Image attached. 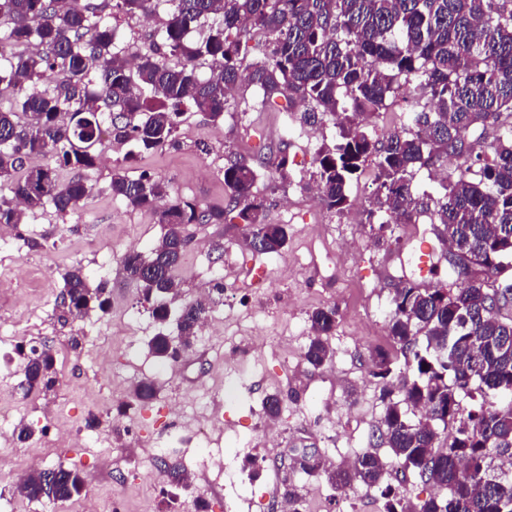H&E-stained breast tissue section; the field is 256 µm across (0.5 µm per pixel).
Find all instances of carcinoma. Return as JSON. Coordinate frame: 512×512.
<instances>
[{
    "label": "carcinoma",
    "instance_id": "1",
    "mask_svg": "<svg viewBox=\"0 0 512 512\" xmlns=\"http://www.w3.org/2000/svg\"><path fill=\"white\" fill-rule=\"evenodd\" d=\"M159 2L113 0L105 14L94 0H0V17L12 23L0 41V86L15 93L14 105L0 107V177L11 178L10 196L0 197V224L16 227L47 204L62 215L74 212L91 187L76 176L61 180L59 170L90 168L114 143L132 142L143 153L175 148L181 107L222 120L236 103L232 92L246 85L268 103L284 98L285 111L306 122L332 117L335 143L317 153L313 172L327 208L341 213L350 206L351 183L372 157L375 191L365 223L416 224L427 214L474 261L469 277L445 291L409 281L394 289L388 335L412 378L394 386L392 355H372V375L382 380L379 437L403 474L448 495L406 509L387 487L385 512H512V476L501 471L503 460L512 461V0H178L159 41L136 61L112 51V18L150 13ZM203 26L202 36L189 39ZM251 39L264 52L245 78L240 54ZM202 60L212 73H200ZM406 86L411 100L401 130L380 140L360 127L359 118L387 109ZM473 130L495 136L477 152L468 140ZM450 154L461 159L456 176L435 196L414 195L416 172ZM32 155L50 162L27 168ZM258 166L287 178L286 149L225 166L227 204L241 223L255 225L254 251L278 254L287 232L265 221L254 192ZM110 190L131 208L153 211L163 226L150 256L126 252L119 266L164 325L171 310L158 297L174 287L185 227L221 224L224 209L172 198L168 182L145 171L137 178L114 171ZM105 293L71 270L61 305L73 316L103 311ZM204 314L195 301L180 306L181 346L191 347ZM309 319L305 359L320 367L332 357L336 309L317 308ZM150 349L164 361L175 358L173 339L163 332ZM19 355L27 390L57 384L50 350ZM491 395L508 402L488 405ZM132 398L150 403L155 385L137 383ZM442 426L453 437L441 448ZM158 462L173 485L191 487L185 471ZM44 473L24 480L28 500L68 501L85 490L77 470ZM386 473L380 456L364 452L328 481L337 490L371 489Z\"/></svg>",
    "mask_w": 512,
    "mask_h": 512
}]
</instances>
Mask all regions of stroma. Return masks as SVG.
Instances as JSON below:
<instances>
[{"instance_id":"obj_1","label":"stroma","mask_w":512,"mask_h":512,"mask_svg":"<svg viewBox=\"0 0 512 512\" xmlns=\"http://www.w3.org/2000/svg\"><path fill=\"white\" fill-rule=\"evenodd\" d=\"M244 96L219 122L186 111L177 148L135 155L131 144L110 146L82 171L93 194L76 213L64 217L45 206L29 213L13 237L0 239V394L16 407L0 428L30 431L26 441L0 443V507L7 512H85L89 499L97 512H258L261 500L276 512L289 485L312 512H384L380 490L340 496L325 471H306L298 459H330L338 468L366 451L389 459L375 436L383 404L370 356L392 345L387 321L396 285H451L448 263L434 242L431 268L423 273L416 266L414 236L431 238V224H350L347 214L307 194L317 152L334 141L332 122L312 127L270 110L252 87ZM283 140L288 177L262 172L255 192L267 222L286 226L288 242L282 253L259 254L226 206L222 170ZM118 167L132 177L150 172L168 181L171 195L225 211L223 223L185 229L191 243L173 273L181 300L218 285L224 294L208 333L175 362L153 356L149 341L163 328L117 264L130 250L150 255L163 235L151 211L113 198L109 184ZM22 264L40 273L39 284L25 292L15 280ZM75 267L91 284L108 282L107 311L63 315L64 276ZM319 307L335 308L338 324L328 340L332 357L316 369L304 351L309 315ZM244 344L249 357L230 359L231 348ZM22 347L52 350L53 390L24 389ZM145 379L155 383L157 397L132 407L131 391ZM274 393L283 403L270 436L263 403ZM210 420L217 426L207 438H186V426ZM47 423L68 442L46 437ZM154 448L191 478V489L176 501L163 494L169 482L150 454ZM34 458L47 468L94 469L99 478L66 502L15 497L13 480ZM213 458L221 470L209 467Z\"/></svg>"}]
</instances>
